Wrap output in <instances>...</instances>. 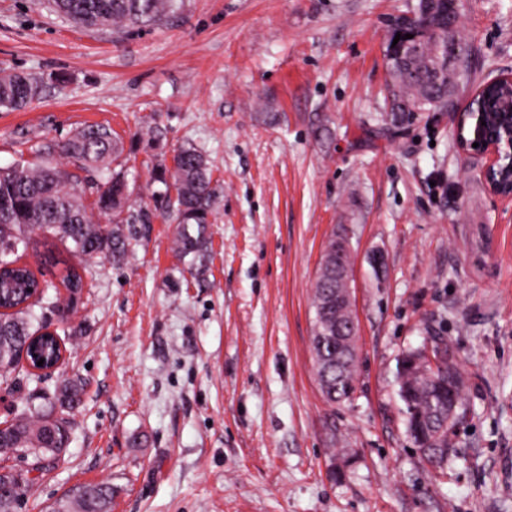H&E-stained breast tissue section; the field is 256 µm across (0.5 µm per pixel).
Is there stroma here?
I'll use <instances>...</instances> for the list:
<instances>
[{
	"label": "stroma",
	"mask_w": 512,
	"mask_h": 512,
	"mask_svg": "<svg viewBox=\"0 0 512 512\" xmlns=\"http://www.w3.org/2000/svg\"><path fill=\"white\" fill-rule=\"evenodd\" d=\"M407 0H177L159 23L97 29L47 0H0V71L43 81L0 108V167L87 124L123 143L133 204L153 215L120 263L78 267L50 233L21 261L58 285L41 306L66 357L44 383L0 385V422L75 379L70 443L16 512H50L85 482L111 512H512V202L456 148L451 112L390 125L385 47ZM476 80L512 69V0H462ZM184 146L212 168L209 248L177 249L159 168ZM348 239L357 390L330 405L311 344L329 239ZM381 253L385 268L369 263ZM441 336L468 378L447 473L407 437L398 356Z\"/></svg>",
	"instance_id": "1"
}]
</instances>
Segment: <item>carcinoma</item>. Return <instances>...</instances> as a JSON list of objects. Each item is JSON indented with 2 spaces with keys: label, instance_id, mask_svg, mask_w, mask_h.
Returning <instances> with one entry per match:
<instances>
[{
  "label": "carcinoma",
  "instance_id": "cac0c4a2",
  "mask_svg": "<svg viewBox=\"0 0 512 512\" xmlns=\"http://www.w3.org/2000/svg\"><path fill=\"white\" fill-rule=\"evenodd\" d=\"M454 0H417L395 17L385 50L391 77L389 95L391 122H406L419 112L456 111L455 88L469 77V49L456 35L460 13L448 20V4ZM174 0H52L59 15L88 27L134 29L162 19ZM411 34L418 50L409 57L390 54L397 34ZM41 80L23 72L0 76V108L21 110L36 96ZM123 150L112 129L86 125L62 142L36 147L42 155H59L77 168L89 171L109 166ZM159 179L173 188L172 209L177 212V242L185 255L202 254L208 242V221L214 188L206 157L188 146L178 150L173 171L165 169ZM77 176L57 165L33 167L18 163L0 168V301L9 312L0 315V381L14 383L34 374L17 371L21 351L38 354L46 362H59L58 340L32 328L27 318L34 302H46L60 319L67 317L69 304L47 297L53 284L40 281L26 265L19 264V251L27 250L36 229L50 231L81 258L96 256L119 261L131 242L143 236L151 214L129 204V187L122 172L112 173L101 187H93L94 208L109 223L94 224L83 195L74 183ZM348 284L336 277V261L323 258L314 285L315 312L312 347L322 393L328 403L352 399L357 388L355 343L337 348L336 328L355 323L352 305H328V298L342 295ZM397 394L407 435L427 460L443 468L452 453L451 435L467 412V378L454 361L452 345L435 343L432 356L408 351L398 357L395 371ZM82 386L64 382L54 392L37 395L0 431V512H14L22 492L34 484L33 471L45 474L70 439L66 417H52L55 409L72 411L80 406ZM30 460L24 472L8 461ZM112 487L88 483L58 500L52 512H110Z\"/></svg>",
  "mask_w": 512,
  "mask_h": 512
}]
</instances>
